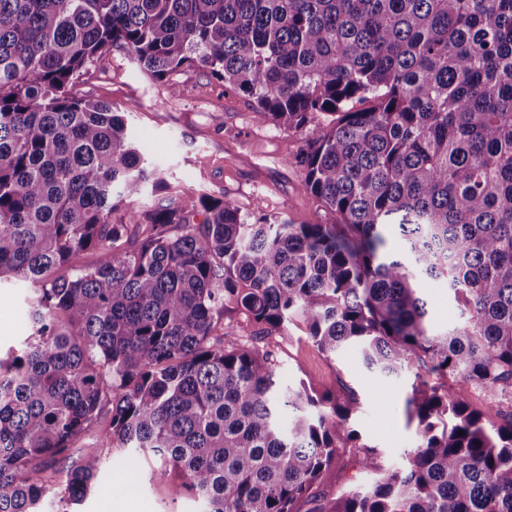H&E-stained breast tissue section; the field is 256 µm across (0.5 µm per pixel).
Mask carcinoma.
<instances>
[{
    "mask_svg": "<svg viewBox=\"0 0 512 512\" xmlns=\"http://www.w3.org/2000/svg\"><path fill=\"white\" fill-rule=\"evenodd\" d=\"M114 49L172 97L202 67L305 131L300 190L340 223L250 222L210 194L139 209L166 181L122 112L76 92ZM6 277L37 296L35 336L0 361V512L82 501L98 456L42 465L104 411L102 447L171 464L205 512H512V419L465 397L512 394V0H0ZM425 278L463 322L428 326ZM231 302L245 340L220 325ZM295 317L324 353L416 370L402 465L357 444L355 397L281 381L262 342ZM349 442L378 480L318 497ZM465 395L471 408L481 412L492 423L501 424L512 413L511 395L499 398L492 408L489 406L487 397L480 391L468 390Z\"/></svg>",
    "mask_w": 512,
    "mask_h": 512,
    "instance_id": "carcinoma-1",
    "label": "carcinoma"
}]
</instances>
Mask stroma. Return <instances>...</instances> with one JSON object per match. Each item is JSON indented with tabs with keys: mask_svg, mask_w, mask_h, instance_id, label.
I'll use <instances>...</instances> for the list:
<instances>
[{
	"mask_svg": "<svg viewBox=\"0 0 512 512\" xmlns=\"http://www.w3.org/2000/svg\"><path fill=\"white\" fill-rule=\"evenodd\" d=\"M178 97L141 74L123 52L114 50L90 66L78 90L111 103L124 113L147 166L161 165L172 191L183 196L224 195L242 215L285 216L293 223H338L334 211L315 209L299 188L304 178L296 157L305 134L278 127L253 112L245 98L225 92L207 69L192 67L174 77ZM429 300L428 322L437 332L458 322L463 309L446 286L424 284ZM31 289L21 282L0 284V356L20 351L31 329L28 321ZM280 365L284 382H305L317 393L351 390L359 402L352 421L361 442L380 449L387 465L401 463L404 449L413 447L417 427L406 417L412 374L383 377L369 373L355 353L329 356L318 350L306 322L295 318L265 339ZM110 424L101 416L71 443L72 457L96 453L101 478L91 493L68 512H201L178 472L154 477L162 462L140 454L130 462L123 448H105L102 431ZM360 449L342 448L319 486L337 496L352 487H369L375 471L361 468Z\"/></svg>",
	"mask_w": 512,
	"mask_h": 512,
	"instance_id": "1",
	"label": "stroma"
}]
</instances>
